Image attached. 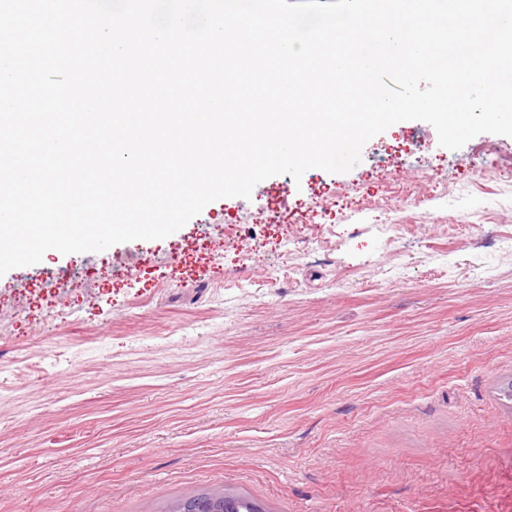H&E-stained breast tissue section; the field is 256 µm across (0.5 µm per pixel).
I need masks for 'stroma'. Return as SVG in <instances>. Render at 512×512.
<instances>
[{"label":"stroma","mask_w":512,"mask_h":512,"mask_svg":"<svg viewBox=\"0 0 512 512\" xmlns=\"http://www.w3.org/2000/svg\"><path fill=\"white\" fill-rule=\"evenodd\" d=\"M361 203L359 224L347 204ZM74 274L77 288L48 275ZM512 512V181L424 121L0 277V512ZM233 499L240 502V511H238L237 506L233 502L229 501L226 496L223 497V494L213 497L207 503L189 506V508L193 509L191 512H262L249 501Z\"/></svg>","instance_id":"obj_1"}]
</instances>
